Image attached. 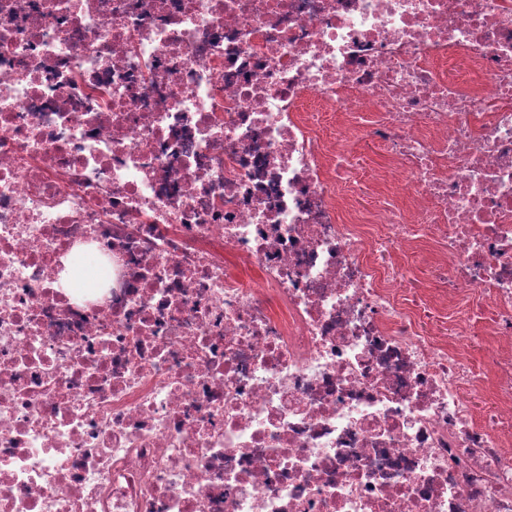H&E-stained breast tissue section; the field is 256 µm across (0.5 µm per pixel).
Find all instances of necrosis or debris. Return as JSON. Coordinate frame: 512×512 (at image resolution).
I'll return each instance as SVG.
<instances>
[{
	"label": "necrosis or debris",
	"mask_w": 512,
	"mask_h": 512,
	"mask_svg": "<svg viewBox=\"0 0 512 512\" xmlns=\"http://www.w3.org/2000/svg\"><path fill=\"white\" fill-rule=\"evenodd\" d=\"M0 512H512V0H0ZM356 156L359 157L361 167L368 168H385L389 163L386 156L378 149V147L368 139H362L355 146Z\"/></svg>",
	"instance_id": "1"
}]
</instances>
